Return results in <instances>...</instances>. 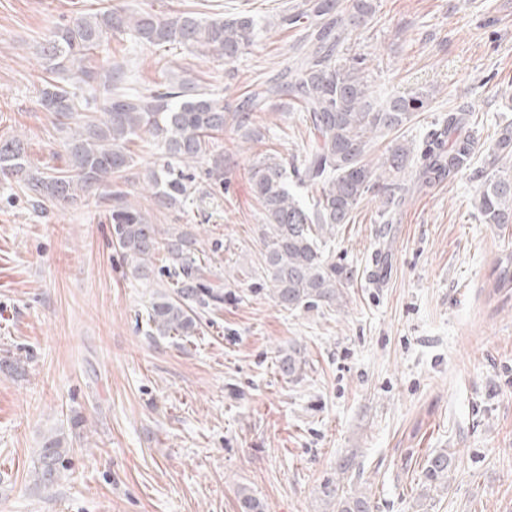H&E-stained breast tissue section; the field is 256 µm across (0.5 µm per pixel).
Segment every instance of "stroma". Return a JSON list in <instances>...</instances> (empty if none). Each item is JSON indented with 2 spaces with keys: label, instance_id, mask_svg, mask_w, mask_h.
<instances>
[{
  "label": "stroma",
  "instance_id": "35a3bbf8",
  "mask_svg": "<svg viewBox=\"0 0 512 512\" xmlns=\"http://www.w3.org/2000/svg\"><path fill=\"white\" fill-rule=\"evenodd\" d=\"M117 0H0V138L21 136L32 166H66L63 134L38 104L51 24ZM131 8L217 18L254 14L264 31L235 62L113 36L89 58L123 66L132 86L191 72L225 104L288 61L300 36L281 13L305 0H127ZM350 50L370 60L377 102L430 92L401 139L421 145L465 108L475 169L512 121V0H375ZM264 138L226 131L224 190L176 212L143 189L157 158L131 143L130 199L152 223L188 225L211 282L231 299L192 337L152 338L142 313L167 279L132 276L112 243L105 201L34 208L0 182V512H240L248 487L266 512H333L322 485L348 464L375 512H512V294L489 298L512 224L481 223L473 172L410 195L390 224L370 196L336 232L331 255L350 279L345 307L288 311L262 279L260 207L249 171L299 158L309 132L295 110L263 115ZM309 362L297 384L275 370L290 343ZM83 423L72 428L74 416ZM66 431V471L52 487L32 470L47 434ZM453 458L447 490L418 504L429 456Z\"/></svg>",
  "mask_w": 512,
  "mask_h": 512
}]
</instances>
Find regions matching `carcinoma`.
Here are the masks:
<instances>
[{"label":"carcinoma","instance_id":"obj_1","mask_svg":"<svg viewBox=\"0 0 512 512\" xmlns=\"http://www.w3.org/2000/svg\"><path fill=\"white\" fill-rule=\"evenodd\" d=\"M374 0H307L305 8L281 22L302 30L292 46L288 65L248 91L230 109L224 98L188 76L156 88H133L124 71L105 72L86 65L89 55L112 36L126 35L145 47L179 46L203 57L235 61L258 36V21L248 13L205 20L193 11L175 15L135 11L114 5L68 24H55L43 47L48 70L67 74L62 84L47 83L40 105L66 136L67 168L45 172L31 166L19 136L0 139V180L17 182L40 207L63 211L91 198H106L112 237L140 279L155 274L153 259L163 250V267L173 291L156 295L147 311L146 333L153 337L194 336L203 311L224 303V289L206 283V267L194 253L191 232L166 231L149 222L128 192L112 182L135 166L129 143L150 135L160 151L150 170L147 188L157 206L181 210L188 201L224 189V152L216 140L231 129L247 140L261 135L256 114L291 106L302 112L310 140L299 163L265 157L249 171L252 193L263 215V286L281 308L294 311L320 306L341 308L349 280L344 266L324 251L326 238L349 223L353 211L369 195L382 200L380 217L389 220L412 186H430L452 179L473 166L476 153L469 131V113L450 112L444 128L432 134L418 152L395 141L380 161L367 155L378 137L398 131L423 111L430 92L398 95L384 105L372 99L368 59L347 53L352 34L367 27ZM82 116L75 117L76 113ZM103 117H97V113ZM488 168L477 173L475 208L485 224H512V122L500 127L488 152ZM420 164L413 184L400 179ZM317 188L304 202L294 187ZM495 289L512 288V255L499 262ZM308 361L294 342L276 359L280 376L302 380ZM70 449L63 434L44 437L34 465L35 483L53 484ZM452 459L446 452L431 456L424 468L422 497L448 487ZM322 493L336 502V512H373L365 490L345 492L329 480ZM241 512H263L260 501L245 486L237 489Z\"/></svg>","mask_w":512,"mask_h":512}]
</instances>
